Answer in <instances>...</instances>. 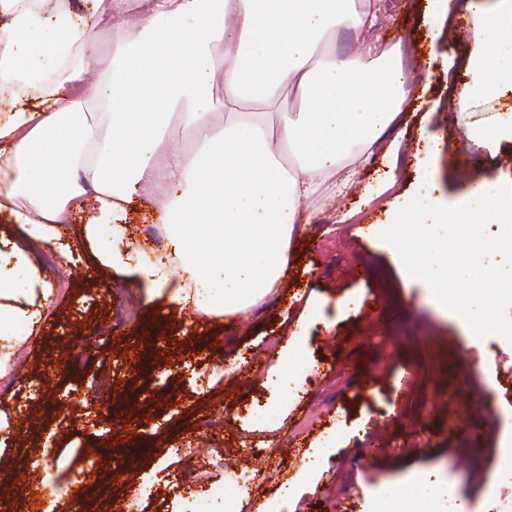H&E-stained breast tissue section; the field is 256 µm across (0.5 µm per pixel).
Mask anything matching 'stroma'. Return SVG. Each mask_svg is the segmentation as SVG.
I'll return each mask as SVG.
<instances>
[{"instance_id":"1","label":"stroma","mask_w":512,"mask_h":512,"mask_svg":"<svg viewBox=\"0 0 512 512\" xmlns=\"http://www.w3.org/2000/svg\"><path fill=\"white\" fill-rule=\"evenodd\" d=\"M466 2L443 21L428 0H384L379 40L404 47L414 82L387 133L399 151L376 156L348 195L316 202V220L292 238L281 287L237 316L234 330L224 318L148 300L85 244L77 265L45 272L53 301L11 366L39 388L31 401L0 403L11 425L0 448L8 512H31L33 484L52 503L106 512L143 483L159 493L142 512H192L170 490L175 475L223 486L236 512L263 503L273 512H374L395 489L410 492L414 512H512V477L500 464L512 439V365L499 359L512 343L465 335L460 317L438 311L425 282L378 237L394 198L457 205L461 177L476 167L490 183L512 184V138L481 152L470 141L475 130L512 123V91L456 112L474 29L496 0ZM128 211L122 247L136 267L163 252L167 230L143 200ZM130 296L132 317L112 321ZM107 323L110 334L100 335ZM296 331L304 367L271 390L267 372ZM63 355L65 374L40 385L38 364ZM149 414L160 422L148 429ZM214 414L223 429L202 430ZM308 415L316 427L297 434ZM182 442L191 451L170 452ZM112 459L124 471L98 488ZM245 467L268 475L248 497L236 485Z\"/></svg>"}]
</instances>
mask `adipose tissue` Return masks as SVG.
Listing matches in <instances>:
<instances>
[{
  "instance_id": "adipose-tissue-1",
  "label": "adipose tissue",
  "mask_w": 512,
  "mask_h": 512,
  "mask_svg": "<svg viewBox=\"0 0 512 512\" xmlns=\"http://www.w3.org/2000/svg\"><path fill=\"white\" fill-rule=\"evenodd\" d=\"M81 14L47 0H0V213L58 242L75 204L100 248L126 206L145 199L169 229L166 259L138 268L150 298L236 315L273 294L294 231L317 195L354 186L409 92L400 46L382 49V0H90ZM475 31L470 81L458 100L512 89V55L488 62L490 37L512 48V0ZM363 34L336 53L340 30ZM299 99L283 105V90ZM101 112L91 117L87 103ZM277 115L263 121L252 105ZM179 119L197 147L167 136ZM294 158L293 169L281 162ZM51 290L17 245L0 246V372L40 320Z\"/></svg>"
}]
</instances>
